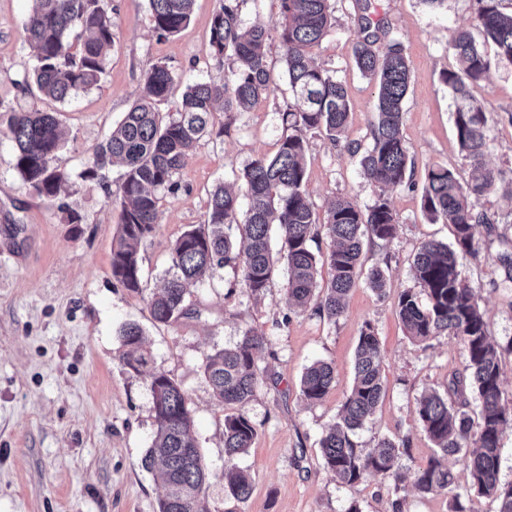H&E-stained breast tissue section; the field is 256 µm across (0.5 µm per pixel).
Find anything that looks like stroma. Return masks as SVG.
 Returning <instances> with one entry per match:
<instances>
[{
	"label": "stroma",
	"mask_w": 512,
	"mask_h": 512,
	"mask_svg": "<svg viewBox=\"0 0 512 512\" xmlns=\"http://www.w3.org/2000/svg\"><path fill=\"white\" fill-rule=\"evenodd\" d=\"M221 0H195L188 24L177 34L158 37L149 22L148 0H104L115 44L104 72L92 88L56 104L66 141L55 164L71 175L67 190L47 199L36 195L13 167L8 137L11 111L40 107L24 92L32 59L22 25L33 0H0V512H157L164 494L140 459L155 432L149 373L161 371L185 391L192 409L193 435L209 471L205 488L211 512H224V415L202 364L205 355L236 343L251 328L264 341L256 361L265 381L244 407L257 436L238 465L251 477L253 491L244 512H448L450 494L418 493L412 483L370 476L349 486L323 465L320 440L335 423L354 379L360 330L371 323L383 355L385 395L355 439L371 449L385 438L401 442L399 470L426 464L434 445L423 431L415 406L425 392H447L463 373L466 350L455 338L418 342L407 336L397 314L400 291L414 287L411 260L427 240L453 239L449 225L429 220L422 208L428 168H456L462 181L472 169L459 146L452 99L441 79L455 59L451 29L468 21L473 0H447L428 11L422 0H372L391 38L411 63L410 89L402 132L415 161L414 187L388 190L398 221L390 245L373 246L366 266L382 267L391 288L378 297L359 282L344 316L331 322L313 312L289 311L287 274L278 271L262 300L240 287V273L227 266L207 272L191 288L190 318L155 323L147 295L122 288L112 277V244L120 211L113 202L122 166L82 178L106 138L139 98L149 64H166L179 88L198 81L222 82L228 64L209 54L211 20ZM355 9L337 0L335 24L316 48L317 59L345 83L348 125L339 140L307 136L306 189L318 214L339 196L366 206L375 190L362 178L351 151L368 145L375 119L377 87L353 61ZM283 51L271 40L267 57L273 71L268 94L249 111L226 121L216 111L214 130L198 140L172 188L162 190L156 228L142 246L140 264L148 288L159 287L170 269L175 241L190 226L204 223L210 191L217 184L242 190V170L260 155H271L283 135L281 113L289 97ZM489 116L490 167L512 171V68L500 67L475 91ZM494 222L479 228L477 257H462L460 271L476 289L492 338L501 352L502 402L512 408V281L499 255L512 240V208L500 196L483 199ZM81 223H69V213ZM137 322L145 331L150 360L143 374L120 360L118 330ZM334 368L335 382L320 402L301 394V377L315 361Z\"/></svg>",
	"instance_id": "35a3bbf8"
}]
</instances>
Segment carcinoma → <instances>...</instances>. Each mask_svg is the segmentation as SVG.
Instances as JSON below:
<instances>
[{"label":"carcinoma","mask_w":512,"mask_h":512,"mask_svg":"<svg viewBox=\"0 0 512 512\" xmlns=\"http://www.w3.org/2000/svg\"><path fill=\"white\" fill-rule=\"evenodd\" d=\"M471 20L452 29L449 46L456 68L441 77L452 96L456 137L476 175L463 183L443 165L428 169L422 187L424 210L433 222L453 228L452 243L430 240L421 244L411 264L419 290L406 289L397 300L396 313L407 334L426 341L436 336L460 339L467 352L463 374L452 381L456 394L466 386L475 389L481 409L473 417L469 402H459L436 391L417 399L415 413L434 444L426 465L412 475L393 470L400 445L391 439L365 450L354 440L377 408L383 393V357L374 327L363 325L354 358V380L338 414V421L320 441L323 464L336 480L354 485L368 476H391L396 483L412 479L421 494H438L455 485L445 461H464L467 485L478 494L499 502L498 512H512V483L503 484L501 440L512 423V411L502 404L499 345L490 336L474 289L461 276L459 259L474 255L476 228L490 223L481 201L497 190L502 172L487 167L488 116L473 90L494 67H512V0H474ZM194 0H149L150 22L160 37L180 31L190 20ZM371 0H354L358 30L354 59L360 72L378 87L376 119L370 143L359 154L363 178L375 188L373 203L361 208L337 198L325 216H317L306 190L307 133L325 134L335 141L350 117L347 89L336 72L319 64L313 54L333 27L334 0H280V20L273 25L244 28L239 20L240 0H223L210 29V54L218 62L231 60L224 82H194L181 95L178 117L165 119L155 102L166 99L176 83L164 64L144 72L141 97L125 113L101 146L93 165L82 172L94 177L118 161L124 167L120 194V231L112 246V277L131 293L146 288L139 261L141 247L151 236L158 218L159 191L173 185V177L188 162L192 144L211 133L215 106L224 105V116L248 111L269 92L272 73L266 44L277 38L283 50L284 75L291 97L282 112L284 133L276 152L254 158L243 170L247 208L241 210L237 194L217 185L207 201V222L186 230L171 252V272L148 306L154 321L167 324L190 314L185 306L189 288L207 270L233 266L240 285L258 299L266 295L279 266H286L288 307L309 309L336 321L346 312L350 291L363 271L365 242L387 246L397 236L398 218L386 190L415 187L414 161L402 134L405 99L409 90L410 63L399 42L377 43L386 37L381 21L370 12ZM32 51L31 78L39 94L63 103L100 79L106 55L114 43L112 23L101 0H35L24 23ZM58 113L33 109L13 115L9 138L13 166L34 193L57 197L69 183V174L54 166L62 143ZM278 225L281 248L270 246V226ZM330 241L327 263L330 278L320 285L319 258L311 242L320 236ZM366 282L380 297L386 295L384 269L372 267ZM122 361L141 372L148 363L143 328L123 324L119 332ZM263 336L243 331L231 347L205 356L203 372L215 398L233 413L224 418V512H242L252 492L250 477L237 457L251 447L256 428L240 411L255 395L261 381L256 350ZM334 381L331 364L316 361L301 378V392L319 402ZM154 410L153 445L141 467L159 481L165 493L158 512H211L203 495L209 473L192 436L194 425L188 398L164 372L148 380Z\"/></svg>","instance_id":"carcinoma-1"}]
</instances>
